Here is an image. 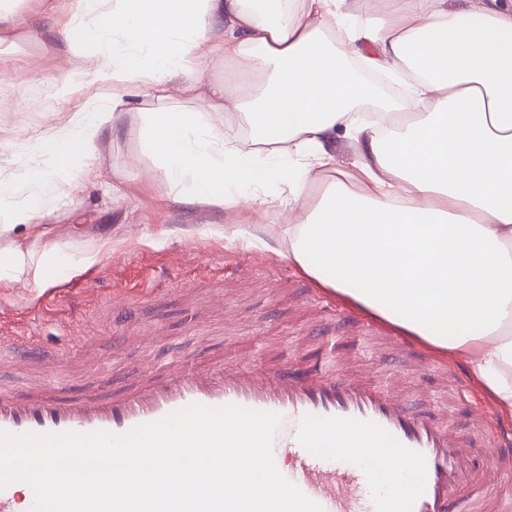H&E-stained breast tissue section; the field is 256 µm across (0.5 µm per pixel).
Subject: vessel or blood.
<instances>
[{"label":"vessel or blood","instance_id":"b4317fda","mask_svg":"<svg viewBox=\"0 0 512 512\" xmlns=\"http://www.w3.org/2000/svg\"><path fill=\"white\" fill-rule=\"evenodd\" d=\"M1 351L18 364L53 357L15 326L0 327ZM342 362L334 355L305 371L263 375L235 365L212 374L182 366L120 394L70 400L45 388L0 390V431L122 434L192 403L234 404L281 415L274 445L295 454L283 474L324 512H512V495L496 490L512 482V430L493 426L489 412L472 405L461 378L451 395L472 406L463 431L436 408L346 375ZM376 440L386 454L372 452ZM477 448L491 451L481 471ZM33 503L19 498L17 485L0 489V512H30Z\"/></svg>","mask_w":512,"mask_h":512}]
</instances>
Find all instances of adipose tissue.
I'll use <instances>...</instances> for the list:
<instances>
[{
    "instance_id": "adipose-tissue-1",
    "label": "adipose tissue",
    "mask_w": 512,
    "mask_h": 512,
    "mask_svg": "<svg viewBox=\"0 0 512 512\" xmlns=\"http://www.w3.org/2000/svg\"><path fill=\"white\" fill-rule=\"evenodd\" d=\"M359 23L347 0H76L58 38L92 47L90 69L60 80L84 101L68 123L19 144L35 192L13 204L0 180V279L45 283L55 261L12 242L44 217L42 191L73 196L113 130L134 124L139 151L169 203L217 211L286 188L275 209L282 256L322 288L463 362L512 418V12L495 0H379ZM343 30L333 42L327 28ZM234 67L211 111L194 107L195 74L214 57ZM397 78L389 124L361 119L375 99L350 60ZM185 75L181 103L132 106L140 89ZM112 90L111 104L90 86ZM355 151L358 189L325 181L338 138ZM52 159L62 182L33 166ZM325 188L316 203L307 190Z\"/></svg>"
}]
</instances>
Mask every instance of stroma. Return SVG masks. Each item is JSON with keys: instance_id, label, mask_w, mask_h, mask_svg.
Instances as JSON below:
<instances>
[{"instance_id": "obj_1", "label": "stroma", "mask_w": 512, "mask_h": 512, "mask_svg": "<svg viewBox=\"0 0 512 512\" xmlns=\"http://www.w3.org/2000/svg\"><path fill=\"white\" fill-rule=\"evenodd\" d=\"M10 11L22 23L0 42V178L15 182L12 200L21 204L29 190L17 182L16 146L78 111L76 102L57 96V83L89 64L90 51L59 42L52 32L70 10L50 17L41 0H12ZM137 151L132 131L105 142L73 198L46 194L45 234L15 232L24 247L53 248L60 258L41 287L0 282V319L29 325L60 361L0 360V382L20 388L58 378L63 398L112 394L183 363L203 373L227 363L260 373L287 369L319 360L328 343L348 358L350 374L394 391H427V379L409 363L382 370L366 341L368 314L272 249L231 235L233 225L258 220L253 204L232 213L169 204L167 186L148 179L149 162ZM90 244L99 248L98 261L84 267L77 259ZM154 270L167 279L138 299L139 320L128 333L105 325L79 340L62 327V319L90 315L91 304ZM326 305L338 316L321 327Z\"/></svg>"}]
</instances>
